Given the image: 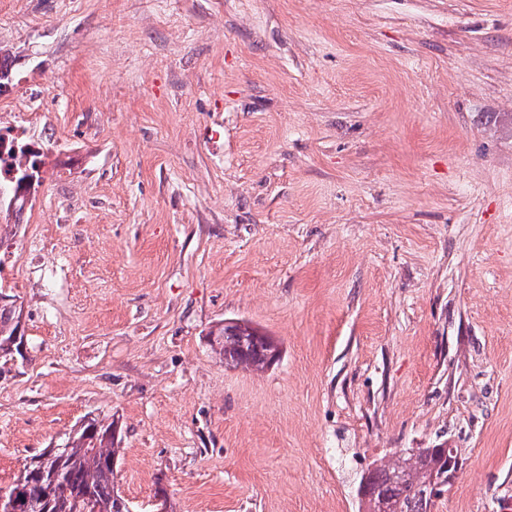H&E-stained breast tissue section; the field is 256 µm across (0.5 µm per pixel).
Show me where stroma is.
<instances>
[{"instance_id":"35a3bbf8","label":"stroma","mask_w":512,"mask_h":512,"mask_svg":"<svg viewBox=\"0 0 512 512\" xmlns=\"http://www.w3.org/2000/svg\"><path fill=\"white\" fill-rule=\"evenodd\" d=\"M0 53V487L92 417L133 512H358L443 443L436 512L512 504V0H0ZM16 146L15 149L14 141L5 143V137L2 134L0 135V198L6 195L9 201L15 196L16 182L4 177V183L2 184V170L6 176L13 170L20 175L23 170L29 169L35 160L41 156L39 153H32L26 146ZM5 154L6 157H3ZM5 298L0 293V353L1 355H7L11 351L12 345H6L7 342L11 341L15 333L17 332L18 326L14 321L15 310L13 306L5 303ZM3 302V303H2ZM220 323L210 331L211 350L227 366L262 370L270 366L269 354L276 349L270 341L258 339L249 324L244 322Z\"/></svg>"}]
</instances>
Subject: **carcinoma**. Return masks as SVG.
I'll return each mask as SVG.
<instances>
[{
    "mask_svg": "<svg viewBox=\"0 0 512 512\" xmlns=\"http://www.w3.org/2000/svg\"><path fill=\"white\" fill-rule=\"evenodd\" d=\"M39 155L14 146L0 135V171L9 174L30 168ZM15 310L0 295V353L8 354L18 326ZM211 350L227 366L262 370L270 366L275 346L252 333L244 322L219 324L210 331ZM443 448H413L389 462L369 469L359 484V509L377 512H434L430 495L433 470ZM121 449L115 423L85 420L61 448L36 460L6 488L13 512H132L115 482Z\"/></svg>",
    "mask_w": 512,
    "mask_h": 512,
    "instance_id": "cac0c4a2",
    "label": "carcinoma"
}]
</instances>
